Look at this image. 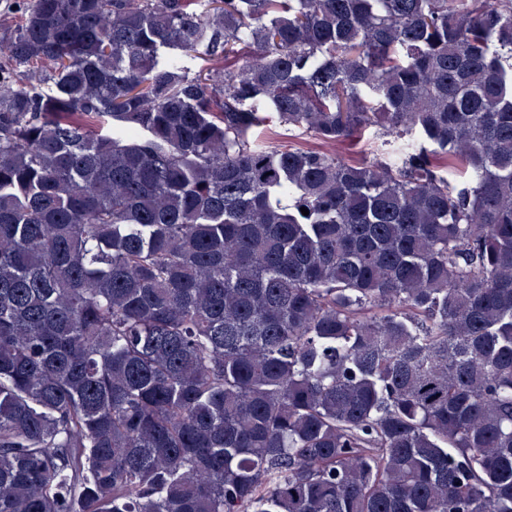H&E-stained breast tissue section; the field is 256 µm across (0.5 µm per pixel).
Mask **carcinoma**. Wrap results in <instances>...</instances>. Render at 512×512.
<instances>
[{"mask_svg": "<svg viewBox=\"0 0 512 512\" xmlns=\"http://www.w3.org/2000/svg\"><path fill=\"white\" fill-rule=\"evenodd\" d=\"M17 3L0 512H512V0ZM250 142L265 146L288 145L299 148H321L320 143L303 129H291L281 126L275 118L249 132ZM384 139L374 130H371L352 143L348 142L330 148L324 147V149L334 151L339 156L348 160L384 161L386 156V147L382 143Z\"/></svg>", "mask_w": 512, "mask_h": 512, "instance_id": "1", "label": "carcinoma"}]
</instances>
